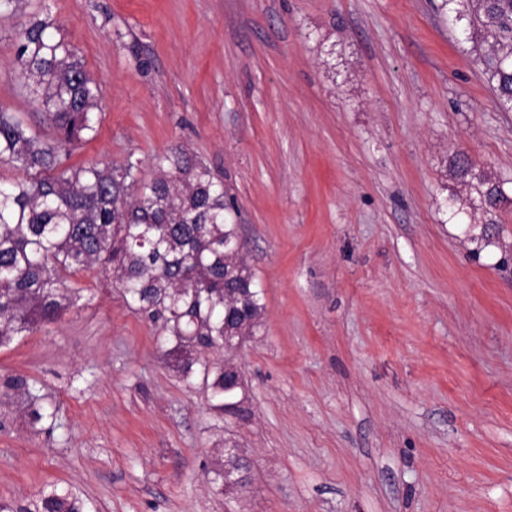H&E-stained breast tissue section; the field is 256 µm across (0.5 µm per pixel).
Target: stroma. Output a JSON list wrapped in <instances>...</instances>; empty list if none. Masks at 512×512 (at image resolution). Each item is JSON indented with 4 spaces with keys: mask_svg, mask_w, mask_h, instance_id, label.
I'll return each instance as SVG.
<instances>
[{
    "mask_svg": "<svg viewBox=\"0 0 512 512\" xmlns=\"http://www.w3.org/2000/svg\"><path fill=\"white\" fill-rule=\"evenodd\" d=\"M0 108L55 136L15 77ZM100 86L73 164L182 147L205 161L265 312L234 351L244 397L216 415L160 325L90 271L86 303L0 351L59 408L33 430L0 400V498L70 484L91 512H512V110L468 18L443 0H47ZM499 182L482 208L456 151ZM236 446L252 469L204 472Z\"/></svg>",
    "mask_w": 512,
    "mask_h": 512,
    "instance_id": "1",
    "label": "stroma"
}]
</instances>
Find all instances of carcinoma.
<instances>
[{"mask_svg": "<svg viewBox=\"0 0 512 512\" xmlns=\"http://www.w3.org/2000/svg\"><path fill=\"white\" fill-rule=\"evenodd\" d=\"M467 9L480 34V58L499 104L512 109V0H444ZM41 12L13 31L15 76L46 111L56 138L27 131L15 112L0 109V163L28 177L0 184V349L52 322L84 298L70 287L75 276L96 270L112 280L126 304L162 321L161 342L178 362L183 382L200 380L222 413L242 402L243 384L226 382L224 364L207 357L182 359L188 351L230 352L224 337H250L264 314L261 291L247 264L232 217L234 201L210 167L177 148L168 170L141 176L139 160L120 165L73 166L67 146L97 131V81L52 32ZM455 177L485 187L487 207L501 188L460 153ZM32 428L55 424L58 408L47 405L37 381L6 379ZM0 512H86L68 484L52 482L23 503L0 499Z\"/></svg>", "mask_w": 512, "mask_h": 512, "instance_id": "1", "label": "carcinoma"}]
</instances>
